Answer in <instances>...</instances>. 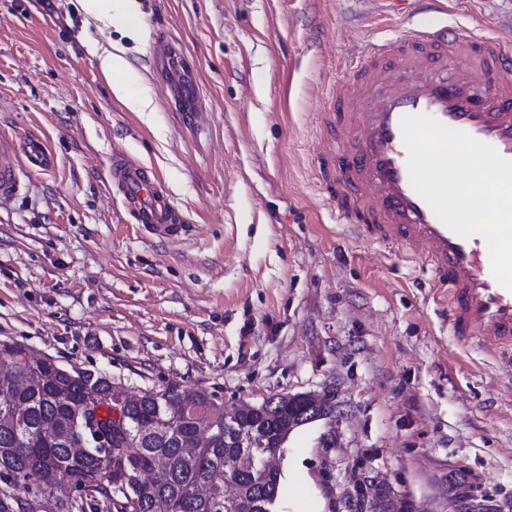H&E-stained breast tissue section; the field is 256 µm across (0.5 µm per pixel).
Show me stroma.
<instances>
[{"mask_svg": "<svg viewBox=\"0 0 512 512\" xmlns=\"http://www.w3.org/2000/svg\"><path fill=\"white\" fill-rule=\"evenodd\" d=\"M136 28L78 0H0V133L50 170L0 199V338L125 391L225 406L330 393L292 432L274 512H346L369 476L411 512L512 502V363L460 345L417 261L353 237L319 189L318 128L365 41L433 22L512 42V0H135ZM119 45L134 112L93 49ZM160 176L190 234L132 224L114 153Z\"/></svg>", "mask_w": 512, "mask_h": 512, "instance_id": "35a3bbf8", "label": "stroma"}]
</instances>
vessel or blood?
Segmentation results:
<instances>
[{
	"label": "vessel or blood",
	"instance_id": "b4317fda",
	"mask_svg": "<svg viewBox=\"0 0 512 512\" xmlns=\"http://www.w3.org/2000/svg\"><path fill=\"white\" fill-rule=\"evenodd\" d=\"M320 125L333 149L340 223L426 264L460 343L479 340L512 354V290L492 273L485 238L452 231L414 189L401 120L429 115L492 146L512 161V44L447 26L408 28L395 41H369L329 92ZM27 163L0 146V197H13L31 171L50 167L49 147L33 142ZM113 193L148 234L170 241L187 226L161 178L124 154L109 166Z\"/></svg>",
	"mask_w": 512,
	"mask_h": 512
}]
</instances>
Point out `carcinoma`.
<instances>
[{
  "label": "carcinoma",
  "instance_id": "carcinoma-1",
  "mask_svg": "<svg viewBox=\"0 0 512 512\" xmlns=\"http://www.w3.org/2000/svg\"><path fill=\"white\" fill-rule=\"evenodd\" d=\"M110 389L100 377L69 379L53 359L0 340V496L52 497L65 481L85 494L57 500L55 512H258L255 503L277 499L281 474L268 461L300 427L293 411L306 403L301 395L264 400L271 409L262 417L241 404L229 433L224 405L205 392L150 391L127 405V435L112 441L118 455L93 446L75 451L85 406L98 425L112 424L100 414L112 406ZM242 433L261 447H234L231 436ZM130 467L150 473L131 499L113 488Z\"/></svg>",
  "mask_w": 512,
  "mask_h": 512
}]
</instances>
